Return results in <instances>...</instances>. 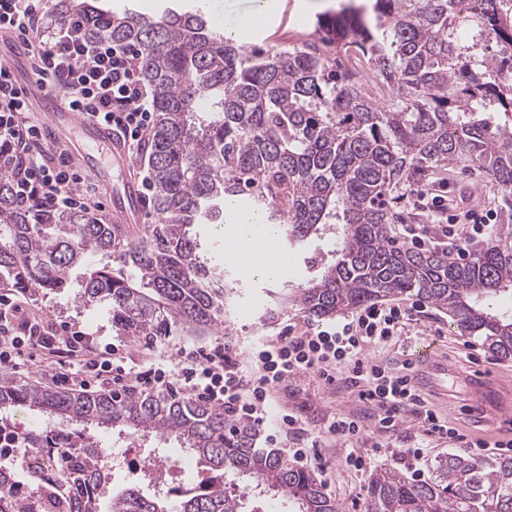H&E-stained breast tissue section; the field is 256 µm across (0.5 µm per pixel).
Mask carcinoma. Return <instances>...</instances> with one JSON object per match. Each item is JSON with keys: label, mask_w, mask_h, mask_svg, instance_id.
<instances>
[{"label": "carcinoma", "mask_w": 512, "mask_h": 512, "mask_svg": "<svg viewBox=\"0 0 512 512\" xmlns=\"http://www.w3.org/2000/svg\"><path fill=\"white\" fill-rule=\"evenodd\" d=\"M369 0L316 23L318 38L288 50L240 51L203 11L160 17L114 13L99 0H56L57 23L80 18L88 37L140 51L154 92L147 150L160 222L122 245L112 224L69 213L47 216L14 203L0 171V288L57 292L78 279L83 298L107 304L112 327L162 341L174 327L221 323L224 269L203 250L197 228L218 226L227 203L257 202L279 239L301 246L343 225L335 259L293 286L283 303L323 319L385 297L417 296L448 312L462 335L492 357L512 360V229L459 263L392 241L403 222L402 190L457 167L490 178L512 213V13L503 0ZM495 42L496 53L483 54ZM25 409L75 430L119 436L150 431L174 439L197 464L232 477V488L187 494L175 512H245L255 493L288 500L294 512H339L317 479L282 453L256 447V433L230 430L224 409L187 398L128 390L77 395L21 387L0 374V420ZM70 460L63 482L29 480L50 512H170L171 501L137 486L112 492L92 448L56 444ZM0 512H27L0 472ZM367 512H512V457L439 458L431 479L395 468L375 474Z\"/></svg>", "instance_id": "cac0c4a2"}]
</instances>
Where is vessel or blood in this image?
I'll return each instance as SVG.
<instances>
[{"label":"vessel or blood","mask_w":512,"mask_h":512,"mask_svg":"<svg viewBox=\"0 0 512 512\" xmlns=\"http://www.w3.org/2000/svg\"><path fill=\"white\" fill-rule=\"evenodd\" d=\"M22 91L41 110L53 136L69 147L81 169L104 180L115 172L122 175L120 192L111 201L115 223H144V203L134 174L135 162L111 128L72 111L66 103L44 93L36 79H29ZM406 361L411 384L420 394L428 396L434 407L447 405L448 380L453 377L463 379L475 397L481 424L494 426L512 417V386L500 382L490 372L460 373L449 365L447 353L432 342L416 348Z\"/></svg>","instance_id":"obj_1"}]
</instances>
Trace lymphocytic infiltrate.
Instances as JSON below:
<instances>
[{"instance_id":"1","label":"lymphocytic infiltrate","mask_w":512,"mask_h":512,"mask_svg":"<svg viewBox=\"0 0 512 512\" xmlns=\"http://www.w3.org/2000/svg\"><path fill=\"white\" fill-rule=\"evenodd\" d=\"M46 0H0V30L20 36L42 87L64 99L77 111L111 126L130 155H137L153 126V101L141 77L140 52L129 44L89 38L78 23L44 27ZM0 171L10 174L19 205H38L45 213L87 216L102 210L96 184L72 161L67 149L54 144L41 122L32 115L20 94L13 73L0 69ZM418 202L436 212L433 229L402 225V242L415 249L454 248L459 260H470L471 241L493 231L492 213L449 210L444 196L419 192ZM419 304H371L316 332L285 336L264 346L255 357L252 374L223 346L191 352L174 369L149 366L128 376L113 374L103 350L90 349L89 335L76 325L51 332L30 321L15 325L18 307L0 296V370L18 372L34 353L45 355L56 385L95 391L102 385L122 387L130 381L148 389L188 395L223 407L225 413L262 431L268 446H276L288 431L300 437L288 454L296 462L317 457L319 437L305 438L301 415L276 405L273 396L288 380L313 374L324 383L353 388L365 411L328 419L322 436L349 442L346 462L355 470L370 466L380 447L366 450L359 444L369 431L395 430L406 413L418 417L426 436L410 447L390 449L391 457L424 476L427 437L434 436L468 448L481 457L487 445L441 421L412 388L402 371L369 358V346L401 336Z\"/></svg>"}]
</instances>
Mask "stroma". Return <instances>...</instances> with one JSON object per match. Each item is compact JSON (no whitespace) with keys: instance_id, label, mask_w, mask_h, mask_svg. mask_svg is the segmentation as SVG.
Wrapping results in <instances>:
<instances>
[{"instance_id":"1","label":"stroma","mask_w":512,"mask_h":512,"mask_svg":"<svg viewBox=\"0 0 512 512\" xmlns=\"http://www.w3.org/2000/svg\"><path fill=\"white\" fill-rule=\"evenodd\" d=\"M278 11L259 22L260 37H245L242 49H269L280 45L282 39L294 31L313 29L318 18L336 7V0H278ZM129 11L162 15L170 10L179 12L204 10L209 26L221 30L220 12L210 10L207 0H129ZM434 193L453 201H460L465 193L475 196L478 209L489 211L494 204L493 186L486 179H472L463 173H449L446 185H437ZM201 236L214 260L222 263L231 291L224 302L223 329L217 334H194L179 329L162 342L145 345L128 337L117 335L112 328V312L106 304L83 299L80 286H72L57 293L30 295L17 292L16 298L28 317L39 318L44 326L59 328L73 323L90 334L94 346L106 343L118 345L115 362L125 367H138L147 362L171 364L181 352L223 341L231 354L241 361H249L257 342L274 341L286 330L296 332L321 329L322 321L292 307L276 309L270 293L259 286L225 250V235L212 227H204ZM430 339L439 340L452 364L463 369H497L512 375V360L493 359L480 339L464 336L453 329L446 313L432 306H424L416 320L411 321L396 343L368 350L369 357L398 364L404 351L414 349ZM290 408L308 421L309 431L322 429L325 420L336 414L362 411L355 391L336 385H327L314 376H304L290 384ZM326 472L319 481L325 494L335 501L340 512H365L368 488L375 472L392 466L386 456L375 457L365 471H354L345 461L347 445L339 439L320 443Z\"/></svg>"}]
</instances>
